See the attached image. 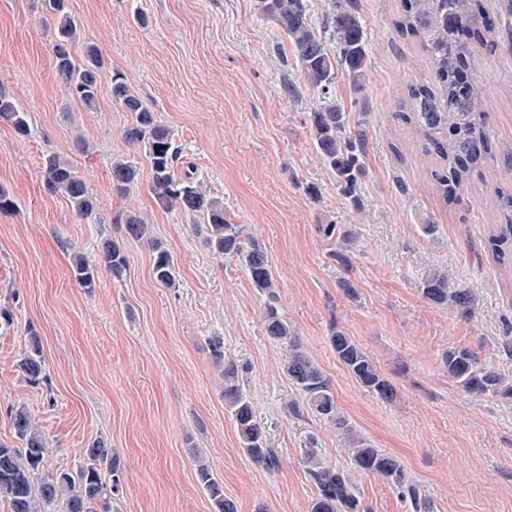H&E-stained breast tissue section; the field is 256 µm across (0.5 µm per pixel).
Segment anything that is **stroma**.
Masks as SVG:
<instances>
[{
	"label": "stroma",
	"mask_w": 512,
	"mask_h": 512,
	"mask_svg": "<svg viewBox=\"0 0 512 512\" xmlns=\"http://www.w3.org/2000/svg\"><path fill=\"white\" fill-rule=\"evenodd\" d=\"M357 2L371 64L358 88L338 71L335 96L347 130L367 135L353 205L316 152L310 114L319 95L289 58L286 39L257 17L255 0H69L82 41L98 45L107 67L90 111L56 76L54 21L42 0H0V93L27 112L30 126L22 139L0 123V188L16 203L0 211V440H12L9 413L18 405L45 434L47 471L75 468L81 449L104 439L123 467L112 512H214L197 481V451L237 512H308L315 489L301 453L309 438L329 464H349L332 425L309 411L288 413L301 397L287 374L290 352L265 335L264 297L240 261L215 255L192 220L158 207L149 193V161L124 140L129 115L112 100L115 72L266 251L283 314L350 425L399 458L430 512H512V399L467 394L441 361L448 346H467L512 379V276L486 246L499 221L494 190L512 179L498 163L512 154V40L471 56L498 160L447 204L429 190V158L390 118L398 93L427 78L429 64L394 27L399 0ZM56 151L96 198L95 220L79 219L63 195L45 189L41 168ZM116 156L139 170L125 202L110 188ZM125 203L146 215L145 240L124 238L115 224ZM429 221L439 226L432 239L419 230ZM332 223L358 233L346 271L317 231ZM107 237L120 240L126 271L117 279L99 269L86 291L70 257L79 251L96 261ZM151 239L171 253L175 287L154 279ZM434 270L447 272L450 289L470 291L468 313L421 296L418 286ZM344 279L354 294L344 292ZM335 328L375 360L397 389L395 401L351 378L329 343ZM32 331L45 361L35 386L17 371ZM215 337L243 369L256 420L280 451L278 470L260 469L241 447L211 361ZM353 479L370 512H409L387 482Z\"/></svg>",
	"instance_id": "stroma-1"
}]
</instances>
